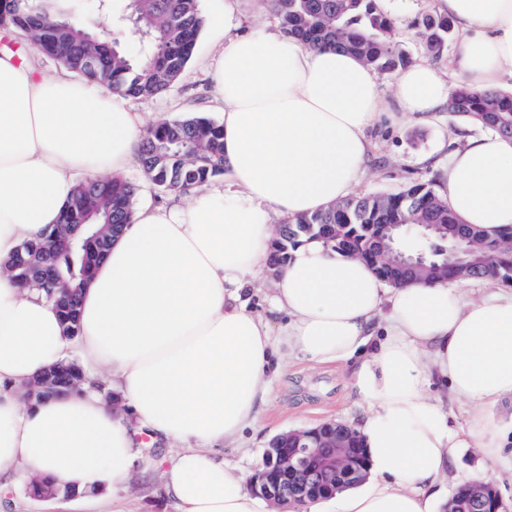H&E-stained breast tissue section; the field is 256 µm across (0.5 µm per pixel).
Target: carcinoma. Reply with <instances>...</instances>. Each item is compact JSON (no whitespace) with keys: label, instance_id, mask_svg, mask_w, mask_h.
<instances>
[{"label":"carcinoma","instance_id":"obj_1","mask_svg":"<svg viewBox=\"0 0 512 512\" xmlns=\"http://www.w3.org/2000/svg\"><path fill=\"white\" fill-rule=\"evenodd\" d=\"M134 3L132 34L139 43L136 57L117 43L92 41L96 18L75 19L73 0H10L13 17L6 30L21 34L30 45L53 57L90 83L104 85L130 100L157 96L168 90L193 57L205 25L198 0H130ZM274 16L285 34L309 49L334 47L360 57L379 75H390L413 63L393 40L395 23L376 0H270ZM454 33L452 21L428 13L423 17L421 39L435 58L448 49ZM448 115L503 137L512 138V92H477L459 85L445 106ZM139 161L152 183L169 193L184 194L224 175L223 127L203 116H185L149 126L142 133ZM137 188L122 177L104 184L91 179L78 184L74 198L61 211L59 223L45 236L22 243L3 269L14 283L23 270L18 257L28 259V269L38 265L47 239L67 231L69 224H110L106 236L116 239L130 223ZM386 224H450L467 239L469 266L439 260L417 271L389 270L381 250ZM318 239L327 247L364 259L388 285L412 281L472 280L492 277L512 286V228L495 238L460 224L431 185L412 182L390 195L352 196L327 210L301 215L283 225L272 245L271 261L282 265L290 251L305 240ZM98 262L81 252L60 257L56 279L70 287L74 297L94 274ZM65 328L79 331L76 303L55 302Z\"/></svg>","mask_w":512,"mask_h":512}]
</instances>
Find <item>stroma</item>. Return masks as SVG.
I'll use <instances>...</instances> for the list:
<instances>
[{
  "label": "stroma",
  "mask_w": 512,
  "mask_h": 512,
  "mask_svg": "<svg viewBox=\"0 0 512 512\" xmlns=\"http://www.w3.org/2000/svg\"><path fill=\"white\" fill-rule=\"evenodd\" d=\"M81 10L97 13L99 26L112 34L114 41L133 49L127 31L117 16L125 0H75ZM205 25L195 53L180 80L164 93L133 101L146 125L160 119L203 115L219 120L223 110L215 93L216 48L224 38L225 22H232L238 32L246 33L277 19L264 0H199ZM433 0H391L390 11L396 21V39L415 61L444 70L457 56V42H449L442 57L426 53L420 38L419 23L424 14L433 12ZM481 135L480 127L436 113L428 122L389 119L378 123L369 135L374 150L366 173L357 188L361 194L398 192L412 181L442 189V167L446 161L451 135L457 131ZM359 407L351 394L347 374L335 367H311L295 360L276 373L269 410L256 431L247 432L242 447L221 448L217 455L243 469H253L263 457L268 441L282 429H303L342 416L358 417ZM486 463L475 448H460L439 487V499L432 502V512H440V502L449 498L455 487L481 474ZM31 473L20 469L0 477V512H177L174 502L164 493L163 470L156 465L136 464L130 482L115 492L114 502L89 501L86 493L47 498L34 495L28 488Z\"/></svg>",
  "instance_id": "stroma-1"
}]
</instances>
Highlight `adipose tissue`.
Segmentation results:
<instances>
[{
    "instance_id": "adipose-tissue-1",
    "label": "adipose tissue",
    "mask_w": 512,
    "mask_h": 512,
    "mask_svg": "<svg viewBox=\"0 0 512 512\" xmlns=\"http://www.w3.org/2000/svg\"><path fill=\"white\" fill-rule=\"evenodd\" d=\"M452 17L459 61L394 76L399 113L419 122L458 84L512 77V0H434ZM224 188L183 205H140L86 285L68 337L54 302L0 276V474L26 467L54 485L119 487L139 438L177 443L164 492L178 512H262L246 476L215 448L239 447L290 359L345 365L362 413L352 423L369 476L337 493L338 512H431L456 448L501 455L490 410L512 399V290L484 279L394 288L364 261L312 240L298 246L267 298L276 221L349 198L373 150L385 100L374 71L337 50H311L277 28L225 37L216 62ZM143 119L107 87L0 54V262L56 224L80 173L116 175L139 151ZM443 172L456 218L488 235L512 225V140L457 135ZM77 348L103 369L127 412L83 389L23 404L16 393ZM444 393L434 392V384ZM469 407L450 423L444 396Z\"/></svg>"
}]
</instances>
